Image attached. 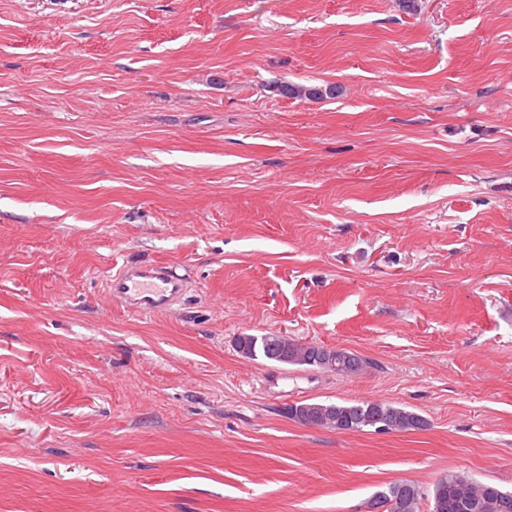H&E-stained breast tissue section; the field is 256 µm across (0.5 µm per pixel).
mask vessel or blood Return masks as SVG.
Returning <instances> with one entry per match:
<instances>
[{"label": "vessel or blood", "instance_id": "vessel-or-blood-1", "mask_svg": "<svg viewBox=\"0 0 512 512\" xmlns=\"http://www.w3.org/2000/svg\"><path fill=\"white\" fill-rule=\"evenodd\" d=\"M187 288L186 279L169 266L125 265L109 275L105 289L113 300L144 313L170 310Z\"/></svg>", "mask_w": 512, "mask_h": 512}]
</instances>
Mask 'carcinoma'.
I'll list each match as a JSON object with an SVG mask.
<instances>
[{
  "instance_id": "cac0c4a2",
  "label": "carcinoma",
  "mask_w": 512,
  "mask_h": 512,
  "mask_svg": "<svg viewBox=\"0 0 512 512\" xmlns=\"http://www.w3.org/2000/svg\"><path fill=\"white\" fill-rule=\"evenodd\" d=\"M285 97L319 100L334 95L335 88L281 85ZM238 352L249 359H279L283 364L316 367L326 372L350 376L357 373L365 359L345 349L305 345L277 334L240 335L235 339ZM288 418L302 424L338 431L406 432L425 426V420L408 410L384 401L357 404L301 402L285 408ZM372 499L381 503V512H512V491L490 482L476 481L466 475L450 473L427 489L411 480L392 483Z\"/></svg>"
}]
</instances>
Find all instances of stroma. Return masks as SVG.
Returning a JSON list of instances; mask_svg holds the SVG:
<instances>
[{"instance_id": "1", "label": "stroma", "mask_w": 512, "mask_h": 512, "mask_svg": "<svg viewBox=\"0 0 512 512\" xmlns=\"http://www.w3.org/2000/svg\"><path fill=\"white\" fill-rule=\"evenodd\" d=\"M138 261L182 303L113 301ZM268 333L369 366L237 351ZM367 400L426 425L282 412ZM448 473L512 490V0H0V512H360ZM279 92L285 97H291L301 100H319L327 95H334L335 87H322L304 86V85H282L278 88ZM187 288L186 279L160 264L123 265L109 275L105 289L113 300L144 313L170 310ZM285 414L305 425L338 431L374 428L385 433L406 432L421 429L426 424L418 414L377 400L357 404L301 402L288 404Z\"/></svg>"}]
</instances>
